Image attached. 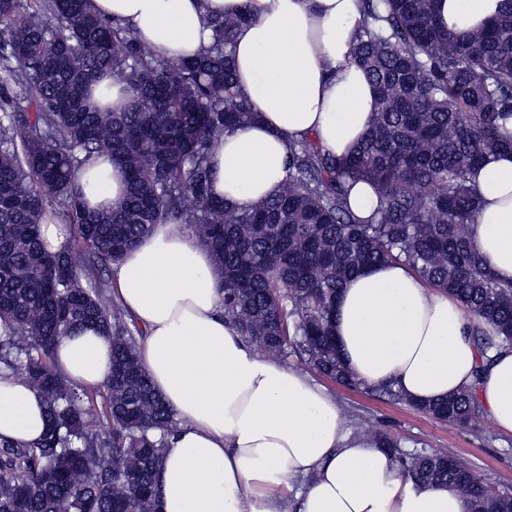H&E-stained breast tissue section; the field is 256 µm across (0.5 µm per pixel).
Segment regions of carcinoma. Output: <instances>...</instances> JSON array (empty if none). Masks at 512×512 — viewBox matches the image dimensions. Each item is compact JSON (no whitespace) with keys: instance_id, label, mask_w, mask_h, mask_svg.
Returning a JSON list of instances; mask_svg holds the SVG:
<instances>
[{"instance_id":"cac0c4a2","label":"carcinoma","mask_w":512,"mask_h":512,"mask_svg":"<svg viewBox=\"0 0 512 512\" xmlns=\"http://www.w3.org/2000/svg\"><path fill=\"white\" fill-rule=\"evenodd\" d=\"M436 3L360 0L354 57L377 92L368 136L348 158L312 138L292 142L277 193L236 208L212 197L210 156L224 132L257 115L229 52L251 14L209 18L211 48L171 62L91 0H0V376L37 389L47 422L37 441L0 442V512H155V472L178 422L100 271L188 211L223 275L224 317L273 359L292 353L309 373L361 386L340 358L333 314L353 276L386 261L459 297L477 319L481 355L512 344V283L492 276L469 239L481 207L471 172L512 152V0L465 37L439 25ZM105 73L131 95L119 111L91 101ZM103 153L125 171V195L90 211L75 178ZM358 182L379 200L366 220L347 204ZM48 217L67 228L57 253L41 238ZM83 325L112 345L102 386L71 381L55 361ZM413 407L450 424L479 414L471 388ZM373 437L414 479L456 485L469 512H512L511 494L449 466L448 454Z\"/></svg>"}]
</instances>
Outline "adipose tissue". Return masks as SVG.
Wrapping results in <instances>:
<instances>
[{"instance_id": "1", "label": "adipose tissue", "mask_w": 512, "mask_h": 512, "mask_svg": "<svg viewBox=\"0 0 512 512\" xmlns=\"http://www.w3.org/2000/svg\"><path fill=\"white\" fill-rule=\"evenodd\" d=\"M502 0H441L459 36L496 16ZM161 58L201 56L207 19L247 10L231 54L239 91L256 119L226 132L210 166L214 196L251 206L288 175L291 141L314 138L338 157L369 131L375 89L354 62L359 0H92ZM482 206L470 241L494 277L512 282V154L472 175ZM86 206L123 199L124 174L107 158L78 175ZM116 294L142 330L139 358L178 428L156 474V512H468L454 485L409 477L368 434L346 428L335 399L300 370L260 356L224 317L222 279L210 250L183 225L160 223L116 264ZM459 299L398 262L371 266L341 292L334 334L360 381L428 403L476 387L481 411L512 437V348L481 359ZM56 361L73 381L106 382L112 350L93 329L71 333ZM46 430L42 399L0 377V440L33 442Z\"/></svg>"}]
</instances>
